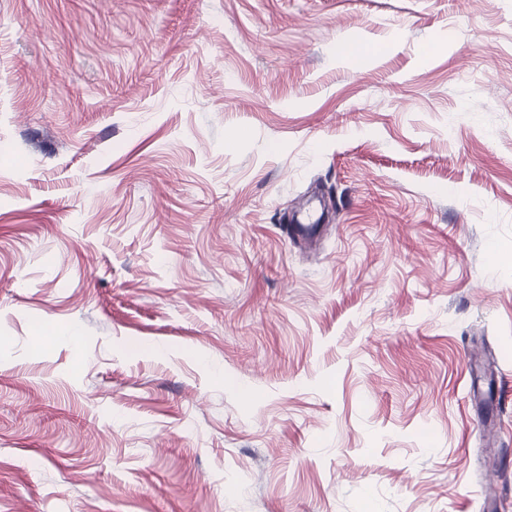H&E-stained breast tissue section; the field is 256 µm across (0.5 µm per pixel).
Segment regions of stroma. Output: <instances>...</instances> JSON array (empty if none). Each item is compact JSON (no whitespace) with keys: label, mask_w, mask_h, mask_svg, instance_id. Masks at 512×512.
I'll return each mask as SVG.
<instances>
[{"label":"stroma","mask_w":512,"mask_h":512,"mask_svg":"<svg viewBox=\"0 0 512 512\" xmlns=\"http://www.w3.org/2000/svg\"><path fill=\"white\" fill-rule=\"evenodd\" d=\"M511 251L512 0H0V512L512 507Z\"/></svg>","instance_id":"stroma-1"}]
</instances>
